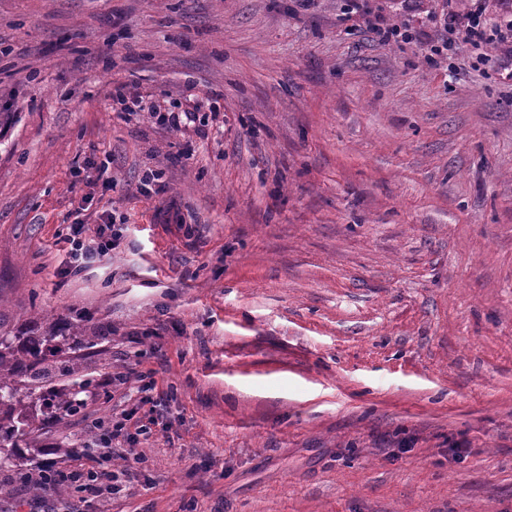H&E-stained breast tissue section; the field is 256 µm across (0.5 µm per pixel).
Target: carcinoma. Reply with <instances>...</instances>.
<instances>
[{
	"label": "carcinoma",
	"mask_w": 512,
	"mask_h": 512,
	"mask_svg": "<svg viewBox=\"0 0 512 512\" xmlns=\"http://www.w3.org/2000/svg\"><path fill=\"white\" fill-rule=\"evenodd\" d=\"M6 309L0 299V464L24 459L25 448H39L34 433L38 414L56 410L73 415L82 405L83 381L64 390L42 391L35 385L46 373L49 344L88 345L83 337L101 332L89 317L49 323L36 317L24 327H12Z\"/></svg>",
	"instance_id": "carcinoma-1"
}]
</instances>
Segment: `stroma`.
Returning <instances> with one entry per match:
<instances>
[{
	"mask_svg": "<svg viewBox=\"0 0 512 512\" xmlns=\"http://www.w3.org/2000/svg\"><path fill=\"white\" fill-rule=\"evenodd\" d=\"M366 4L0 0V298L109 328L46 362L151 427L86 512H512V51L430 59L471 0ZM43 462L0 467V512H68L16 483ZM69 244L71 245V272L74 274L79 273L83 265L93 258L96 254H101L107 249L106 243H95L93 239L83 237V230L81 226L72 228Z\"/></svg>",
	"mask_w": 512,
	"mask_h": 512,
	"instance_id": "35a3bbf8",
	"label": "stroma"
}]
</instances>
